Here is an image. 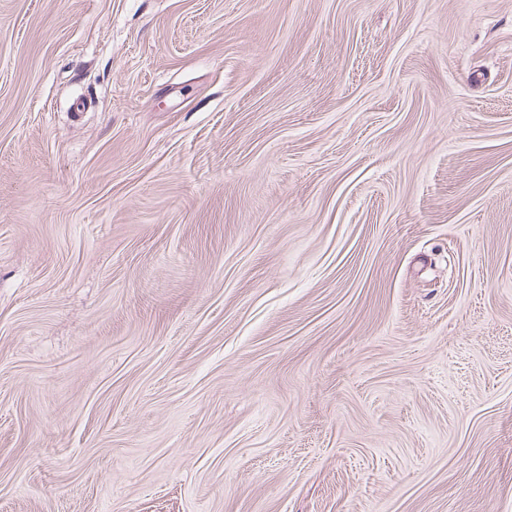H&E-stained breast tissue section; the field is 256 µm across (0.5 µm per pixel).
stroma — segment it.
Returning a JSON list of instances; mask_svg holds the SVG:
<instances>
[{"mask_svg": "<svg viewBox=\"0 0 512 512\" xmlns=\"http://www.w3.org/2000/svg\"><path fill=\"white\" fill-rule=\"evenodd\" d=\"M0 512H512V0H0Z\"/></svg>", "mask_w": 512, "mask_h": 512, "instance_id": "stroma-1", "label": "stroma"}]
</instances>
